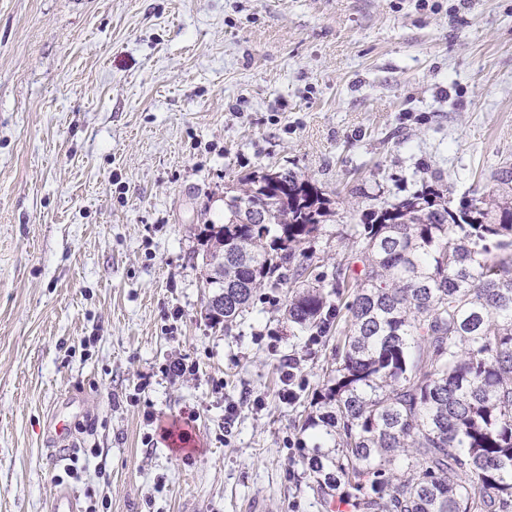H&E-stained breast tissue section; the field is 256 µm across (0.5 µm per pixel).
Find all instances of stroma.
<instances>
[{"label":"stroma","mask_w":512,"mask_h":512,"mask_svg":"<svg viewBox=\"0 0 512 512\" xmlns=\"http://www.w3.org/2000/svg\"><path fill=\"white\" fill-rule=\"evenodd\" d=\"M506 159L512 0H0V512H325L301 425L334 338L289 287L211 327L200 225L294 170L328 273L374 201Z\"/></svg>","instance_id":"obj_1"}]
</instances>
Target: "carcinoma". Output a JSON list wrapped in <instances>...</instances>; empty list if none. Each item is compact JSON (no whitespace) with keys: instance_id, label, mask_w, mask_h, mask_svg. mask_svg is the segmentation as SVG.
<instances>
[{"instance_id":"carcinoma-1","label":"carcinoma","mask_w":512,"mask_h":512,"mask_svg":"<svg viewBox=\"0 0 512 512\" xmlns=\"http://www.w3.org/2000/svg\"><path fill=\"white\" fill-rule=\"evenodd\" d=\"M496 186L448 205L431 185L364 215L358 271L346 257L301 285L289 323L336 332L331 369L302 428L324 504L350 512H512V164ZM331 215L316 182L253 171L198 234L206 287L229 333L262 288L299 280L305 244ZM224 252V280L209 259Z\"/></svg>"}]
</instances>
